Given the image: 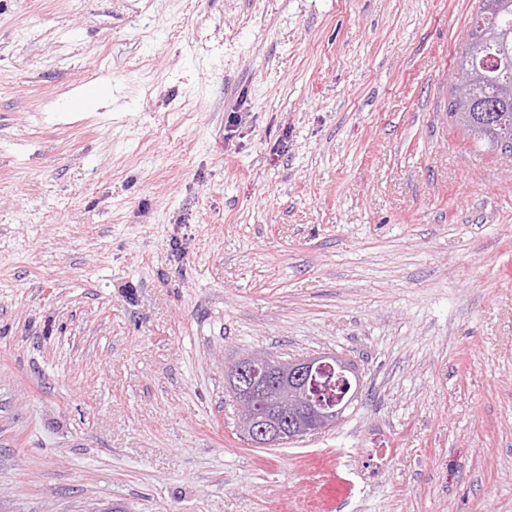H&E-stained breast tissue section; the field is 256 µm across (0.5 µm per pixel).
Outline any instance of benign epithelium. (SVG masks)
I'll return each mask as SVG.
<instances>
[{
    "label": "benign epithelium",
    "mask_w": 512,
    "mask_h": 512,
    "mask_svg": "<svg viewBox=\"0 0 512 512\" xmlns=\"http://www.w3.org/2000/svg\"><path fill=\"white\" fill-rule=\"evenodd\" d=\"M257 356H246L225 371L227 391L234 397L243 416L251 423L242 427L244 437L257 448H274L284 442H297L336 426L355 396L326 404L311 395L298 405L290 417L262 411L258 396L272 387L311 390L325 373L351 371V360L336 353H323L290 360L265 357L257 368Z\"/></svg>",
    "instance_id": "obj_1"
}]
</instances>
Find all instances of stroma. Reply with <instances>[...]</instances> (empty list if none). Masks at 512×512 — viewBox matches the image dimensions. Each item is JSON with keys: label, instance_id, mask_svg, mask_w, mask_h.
Returning <instances> with one entry per match:
<instances>
[{"label": "stroma", "instance_id": "35a3bbf8", "mask_svg": "<svg viewBox=\"0 0 512 512\" xmlns=\"http://www.w3.org/2000/svg\"><path fill=\"white\" fill-rule=\"evenodd\" d=\"M478 5L0 0V512H512V158L448 116ZM320 352L344 420L252 447L225 369Z\"/></svg>", "mask_w": 512, "mask_h": 512}]
</instances>
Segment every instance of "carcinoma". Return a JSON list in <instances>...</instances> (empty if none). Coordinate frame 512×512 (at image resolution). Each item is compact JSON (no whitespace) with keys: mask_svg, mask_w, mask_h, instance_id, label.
I'll return each instance as SVG.
<instances>
[{"mask_svg":"<svg viewBox=\"0 0 512 512\" xmlns=\"http://www.w3.org/2000/svg\"><path fill=\"white\" fill-rule=\"evenodd\" d=\"M464 48L454 60L467 76L466 103L451 92L448 115L476 131L488 154L512 152V0H480Z\"/></svg>","mask_w":512,"mask_h":512,"instance_id":"cac0c4a2","label":"carcinoma"}]
</instances>
